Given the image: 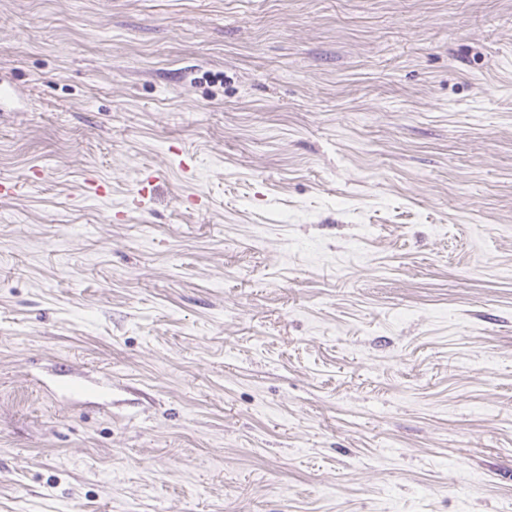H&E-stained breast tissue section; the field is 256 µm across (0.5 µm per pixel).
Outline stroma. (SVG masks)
<instances>
[{
    "mask_svg": "<svg viewBox=\"0 0 512 512\" xmlns=\"http://www.w3.org/2000/svg\"><path fill=\"white\" fill-rule=\"evenodd\" d=\"M0 84V512H512V0H0Z\"/></svg>",
    "mask_w": 512,
    "mask_h": 512,
    "instance_id": "stroma-1",
    "label": "stroma"
}]
</instances>
